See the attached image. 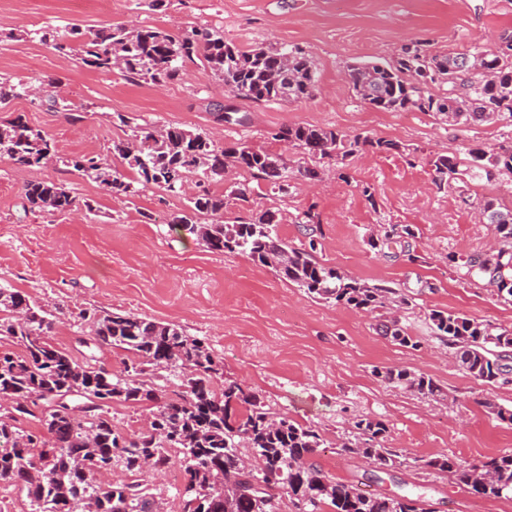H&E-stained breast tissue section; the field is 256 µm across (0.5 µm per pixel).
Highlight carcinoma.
<instances>
[{"label":"carcinoma","instance_id":"cac0c4a2","mask_svg":"<svg viewBox=\"0 0 512 512\" xmlns=\"http://www.w3.org/2000/svg\"><path fill=\"white\" fill-rule=\"evenodd\" d=\"M77 34V49L57 39L51 28L42 30L40 40L64 56L77 53L88 67L110 72L118 65L126 76L155 85L179 79L184 65L198 60L231 97L255 103L307 101L319 90L316 63L299 46L243 50L225 40L224 33L206 27L173 35L150 26L121 25ZM500 44L502 53L487 56L479 46L432 54L417 44L391 61L348 66L347 80L359 100L379 111L432 112L452 126L489 121L512 126V34H502ZM431 84L447 86L446 92L429 93ZM272 139L302 155L297 173L309 182L321 179L326 159L344 162L363 150L398 149L391 140L347 138L315 125L282 126ZM112 154L126 161L133 177L95 156L74 157L69 164L107 193L125 197L148 186L176 193L194 175L198 191L189 198V209L170 223L208 251L245 253L307 296L326 302L370 312L384 306L391 295L408 304L395 289L370 286L318 261L314 232L297 247L281 239L276 215L269 210L224 221L230 205L250 201L252 179L269 181L288 193L292 170L283 154L247 145L220 149L206 132L147 124L135 125L129 138L112 142ZM53 157L45 131L20 118L0 124L1 160L26 168L47 164ZM431 166L441 187L498 181L512 177V147L470 148L463 159L439 154ZM230 169L250 179L223 193L212 189L224 182ZM24 196L30 211L62 213L81 205L92 211L63 183H30ZM477 209L502 247L461 258L450 255L448 260L465 276L484 280L498 299L512 302V206L484 197ZM80 318L97 343L127 353L123 369L112 372L81 363L54 346L48 339L52 321L47 312L24 293L0 285V338L22 348L19 354L0 353V396L11 403L10 410L0 414V480L23 483L32 512H155L160 500L136 476L163 470L169 448L183 454L182 512H282L285 495L290 503L307 499L314 512L322 505L330 512H423L418 497L365 492L309 462L318 449L328 446L316 427L270 414L258 394L236 382L216 390L213 382L224 375V363L206 340L187 335L175 323L135 314L91 315L85 310ZM430 328L456 349L466 374L489 386L508 381L511 328L453 310L432 311ZM378 330L403 346L417 347L398 319L384 321ZM150 370L177 372L180 390L168 393L166 385L148 377ZM376 375L420 395L443 394L432 379L406 369L386 368ZM116 401L153 403L148 425L132 433L118 430L111 415ZM30 417L38 418L49 439L19 428L18 423ZM354 427L355 440L339 444L343 452L387 471L399 466L439 470L474 495L512 498V452L477 463L447 455L410 459L386 446L383 422L360 419ZM244 448L251 450L254 462L242 454ZM107 464L122 467L133 480L97 479Z\"/></svg>","mask_w":512,"mask_h":512}]
</instances>
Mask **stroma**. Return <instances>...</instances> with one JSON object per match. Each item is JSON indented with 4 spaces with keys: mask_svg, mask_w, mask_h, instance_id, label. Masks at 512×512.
<instances>
[{
    "mask_svg": "<svg viewBox=\"0 0 512 512\" xmlns=\"http://www.w3.org/2000/svg\"><path fill=\"white\" fill-rule=\"evenodd\" d=\"M48 25L63 36L75 26L148 25L171 33L207 27L244 49L299 45L315 59L320 91L304 102L240 99L246 125L221 124L212 106L226 102L224 85L201 65L187 64L174 83L134 82L121 70L103 72L54 52L38 35ZM506 31H512V0H163L158 7L151 0H0V79L45 88L84 114L70 122L30 92L0 104V122L20 117L45 130L57 156L29 168L0 160V284L52 314L50 342L79 358L91 352L82 343L90 335L79 321L85 309L133 312L206 339L224 362L215 386L241 383L272 414L316 426L330 445L313 461L336 480L419 494L436 512H512V499L469 494L447 474L403 466L381 475L337 447L355 420L367 418L383 422L387 446L411 458L444 454L472 462L512 451V424L483 405L489 398L511 409L512 382L487 386L465 374L429 321L432 310L453 309L512 327V303L447 262L451 254L487 250L494 239L460 193L512 205V180L440 189L430 165L441 153L461 157L474 147L511 145L512 127L451 126L431 112H381L357 100L345 82L348 65L390 60L418 40L436 52H463ZM122 115L158 128L201 129L222 148H268L271 132L308 124L398 142L397 152L366 150L327 164L315 187L295 175L284 194L256 182L250 209L230 208L224 218L276 211L277 234L297 246L306 240L298 218L313 210L317 259L354 279L399 289L407 304L366 312L310 298L247 254L212 253L173 229L170 219L186 209L188 194L149 187L130 199L113 196L66 166L83 154L109 156L113 141L130 133L118 121ZM35 181L67 184L85 208L24 211V188ZM366 187L373 200L363 195ZM394 224L413 226L409 248L380 244L384 228ZM386 315L398 316L417 348L378 332ZM91 353L112 371L126 357L108 346ZM383 368L429 376L443 395L385 383L376 375ZM168 454L166 469L141 480L164 500L165 512H182V455L175 448Z\"/></svg>",
    "mask_w": 512,
    "mask_h": 512,
    "instance_id": "obj_1",
    "label": "stroma"
}]
</instances>
